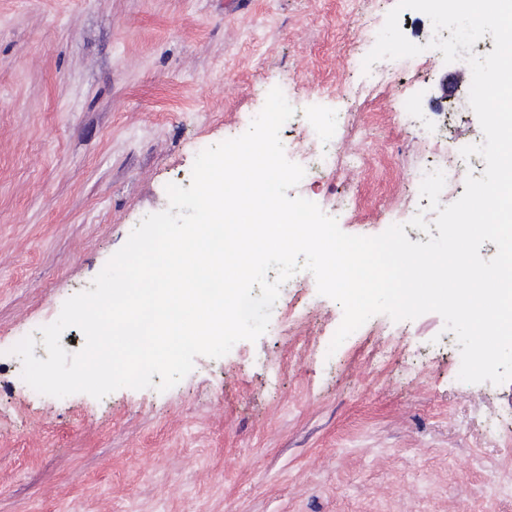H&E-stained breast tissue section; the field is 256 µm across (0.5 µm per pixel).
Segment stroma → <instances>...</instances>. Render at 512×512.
I'll list each match as a JSON object with an SVG mask.
<instances>
[{"label":"stroma","instance_id":"obj_1","mask_svg":"<svg viewBox=\"0 0 512 512\" xmlns=\"http://www.w3.org/2000/svg\"><path fill=\"white\" fill-rule=\"evenodd\" d=\"M397 0H0V512H512V380H459L439 314L343 310L310 272L269 327L166 391L42 395L12 348L90 288L196 155L280 87L286 157L336 146L289 197L350 235L395 224L428 148L479 141L472 74L442 56L353 70ZM412 111H402L403 103Z\"/></svg>","mask_w":512,"mask_h":512}]
</instances>
